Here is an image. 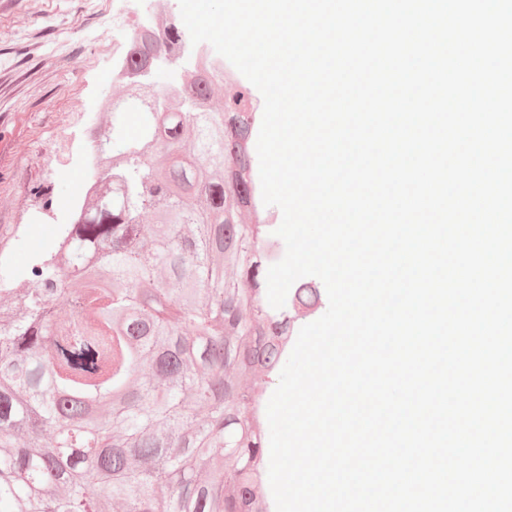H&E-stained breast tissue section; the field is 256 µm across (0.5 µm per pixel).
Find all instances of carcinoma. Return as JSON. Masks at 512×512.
<instances>
[{
	"label": "carcinoma",
	"mask_w": 512,
	"mask_h": 512,
	"mask_svg": "<svg viewBox=\"0 0 512 512\" xmlns=\"http://www.w3.org/2000/svg\"><path fill=\"white\" fill-rule=\"evenodd\" d=\"M131 44L134 80L110 101L97 190L83 186L75 220L28 270L19 292L0 276V512H267L262 496L240 506L224 495L225 471L262 484V430L252 400L227 395L224 316L252 364L274 371L288 322L259 332L254 319L266 224L236 226L224 249L225 213L253 198L251 127L230 126L211 106L214 61L164 85L138 80L161 47ZM243 144L241 170L223 176L224 140ZM159 210L147 238L138 222ZM232 266L240 286L224 281ZM294 297L318 306V289ZM69 322L58 323L59 304Z\"/></svg>",
	"instance_id": "cac0c4a2"
}]
</instances>
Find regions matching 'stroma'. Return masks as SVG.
<instances>
[{"label":"stroma","mask_w":512,"mask_h":512,"mask_svg":"<svg viewBox=\"0 0 512 512\" xmlns=\"http://www.w3.org/2000/svg\"><path fill=\"white\" fill-rule=\"evenodd\" d=\"M57 26L89 33L64 59ZM124 47V34L101 30L78 0H0V265L13 287L26 288L24 272L71 221L86 133L106 117Z\"/></svg>","instance_id":"obj_1"}]
</instances>
